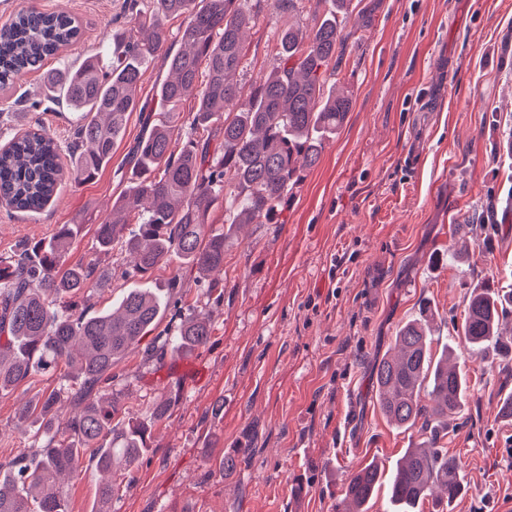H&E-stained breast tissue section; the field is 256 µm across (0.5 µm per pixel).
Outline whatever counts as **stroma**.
Wrapping results in <instances>:
<instances>
[{
    "label": "stroma",
    "mask_w": 512,
    "mask_h": 512,
    "mask_svg": "<svg viewBox=\"0 0 512 512\" xmlns=\"http://www.w3.org/2000/svg\"><path fill=\"white\" fill-rule=\"evenodd\" d=\"M376 3L365 25L356 0L326 83L352 98L344 124L277 223L233 230L220 292L177 259L140 280L128 274V253L97 252L96 226L131 177L138 113L95 179L63 177L38 215L0 208L2 257L81 224L70 261L96 259L109 272L94 310L176 277L182 307L207 314L213 328L206 346L160 359L147 358L154 337L146 335L114 367L123 412L143 418L161 398L177 402L152 423L133 468L105 475L89 465L63 481L68 512H95L105 481L118 487L111 512H343L354 472L372 462L391 468L427 438L382 415L374 377L399 327L424 306L434 314L433 353L454 348L469 386L441 441L465 486L444 512H512V422L498 416L501 391H512V358L471 357L458 334L473 286L512 289V0ZM24 6L76 20L81 38L61 53L69 66L95 53L109 62L112 35L126 27V0H0V24ZM313 9L334 4L301 0L287 20L307 23ZM287 20L268 7L249 31L242 96L275 67ZM46 94L37 72L0 88V146L40 120L69 158L77 115ZM459 223L468 237L455 232ZM79 386L63 364L0 392V463L41 444L37 423L18 419L22 405ZM228 456L238 460L231 471Z\"/></svg>",
    "instance_id": "1"
}]
</instances>
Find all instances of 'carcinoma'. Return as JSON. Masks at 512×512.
<instances>
[{"instance_id": "cac0c4a2", "label": "carcinoma", "mask_w": 512, "mask_h": 512, "mask_svg": "<svg viewBox=\"0 0 512 512\" xmlns=\"http://www.w3.org/2000/svg\"><path fill=\"white\" fill-rule=\"evenodd\" d=\"M128 28L112 35V62L97 56L80 66L47 69L45 59L75 43L80 29L67 13L20 9L0 27V85L27 72L43 71L45 88L54 99L80 113L72 131L68 174L90 181L112 158L125 133L127 116L138 111L145 128L130 151L136 182L112 204V219L97 225L99 252L119 244L133 255L131 275L145 278L174 256L211 279L224 271L226 236L213 230L209 217L226 200L224 223L274 224L281 208L308 170L316 166L323 142L336 133L350 109L347 96L324 92L327 74L336 70L345 49L342 22L352 0H333L336 13L311 15V27L290 25L279 34L277 66L239 99L236 76L244 60L243 37L265 6L281 15L297 0H129ZM185 19L180 40L185 49L167 46L164 21ZM160 57L170 78L157 90L156 108L139 103L143 65ZM207 60L204 82L198 62ZM197 102L184 136L175 135L180 108ZM63 176L54 136L43 125L13 137L0 152V204L25 214L40 213L52 200ZM139 224L124 235L123 216ZM79 225L63 224L47 240L21 244L0 258V391L34 373L56 369L80 346V378L92 389L116 379L112 368L126 352L161 322L166 303L150 288H131L112 312H94L89 301L99 290L105 270L97 262H67ZM512 306V293L489 284L470 293L461 336L470 354L490 348L507 356L512 337L503 336L500 318ZM421 317L399 328L395 354L376 368L377 402L398 427L421 423L429 433L425 446L410 448L389 479L396 512H414L437 488L448 501L462 491L460 464L440 446L448 418L458 414L466 397L465 378L450 356L435 358L428 328ZM173 332L156 337V351L190 353L212 335L208 320L174 309ZM71 406L66 419L59 411ZM40 422L45 443L31 455L8 461L12 476L0 481V512H67L64 494L45 489L62 474L78 476L83 458L105 473L116 463L133 466L148 448V424L119 416L109 395L85 404L78 392H50L19 412V421ZM383 483L378 464L358 470L345 495L351 512H365Z\"/></svg>"}]
</instances>
